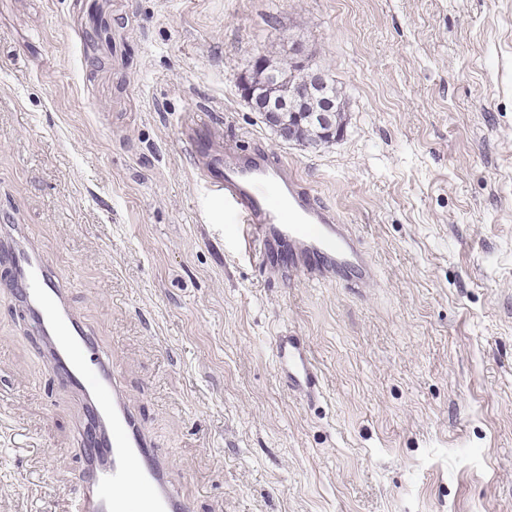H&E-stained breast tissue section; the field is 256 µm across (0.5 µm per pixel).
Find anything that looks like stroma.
Segmentation results:
<instances>
[{"mask_svg": "<svg viewBox=\"0 0 512 512\" xmlns=\"http://www.w3.org/2000/svg\"><path fill=\"white\" fill-rule=\"evenodd\" d=\"M302 44L343 137L239 92ZM283 155L367 283L291 281L199 178ZM42 249L192 512H512V0H0V237ZM0 266V512H62L79 406ZM323 396L291 393L282 328ZM327 92L333 98V100L335 102V106L333 103L329 102L327 100L329 98H327L324 108L321 112H306L305 113V115L307 117L306 120L315 125H318V126H324L326 128L330 127L329 131L332 132L334 130V128L332 126L333 125V112H335L334 107H336V112H335L336 119H337L336 121H337L338 130L340 131V136H341L344 133V130L346 127V122H345L346 102H345L344 98L342 97V95L340 94V92L338 91V89L336 87L335 80L332 79V83L330 84ZM289 119H290V122H289L290 127H288V128L290 130V137L294 138L295 140H297L299 142L316 141L315 138H318L321 141V143L318 144L317 146H313L314 148H316L320 145L322 146L324 144L332 142V141H330V135H319L313 129L312 126H310V128L308 127L309 123L307 121H305L303 118L298 119L297 117L290 116Z\"/></svg>", "mask_w": 512, "mask_h": 512, "instance_id": "1", "label": "stroma"}]
</instances>
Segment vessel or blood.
<instances>
[{"label":"vessel or blood","instance_id":"1","mask_svg":"<svg viewBox=\"0 0 512 512\" xmlns=\"http://www.w3.org/2000/svg\"><path fill=\"white\" fill-rule=\"evenodd\" d=\"M206 182L235 223L237 240L253 248L262 264L283 253L292 279L372 278L367 253L349 225L316 199L280 155L262 148L240 154L225 147L223 174ZM0 264L12 274L11 293L26 309L48 365L83 401L84 418L96 419L102 429L96 442L77 436L84 464L68 512H191L139 424L109 357L69 306L42 251L18 244L0 253ZM275 363L302 400L321 397L319 370L300 337L276 336Z\"/></svg>","mask_w":512,"mask_h":512}]
</instances>
